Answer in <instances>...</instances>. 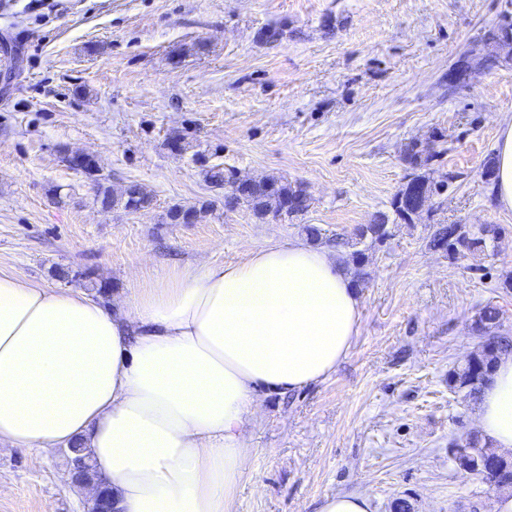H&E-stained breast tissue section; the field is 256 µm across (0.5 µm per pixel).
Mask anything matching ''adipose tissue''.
Here are the masks:
<instances>
[{
    "label": "adipose tissue",
    "mask_w": 512,
    "mask_h": 512,
    "mask_svg": "<svg viewBox=\"0 0 512 512\" xmlns=\"http://www.w3.org/2000/svg\"><path fill=\"white\" fill-rule=\"evenodd\" d=\"M495 150L494 192L512 209V122ZM360 306L335 253L301 241L176 269L115 311L0 272V443L37 459L91 449L116 512H233L260 393L330 376L359 334ZM477 422L512 450V354Z\"/></svg>",
    "instance_id": "ef3b65f1"
}]
</instances>
